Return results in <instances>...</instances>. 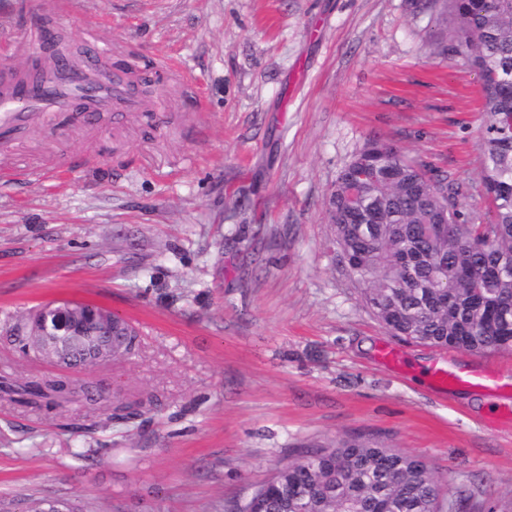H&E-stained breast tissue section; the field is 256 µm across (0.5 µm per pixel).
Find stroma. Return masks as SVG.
I'll use <instances>...</instances> for the list:
<instances>
[{"mask_svg": "<svg viewBox=\"0 0 512 512\" xmlns=\"http://www.w3.org/2000/svg\"><path fill=\"white\" fill-rule=\"evenodd\" d=\"M0 0V65L51 22L140 71L171 63L144 111L97 131L35 128L0 175V334L49 302L129 320L135 354L95 368L158 411L99 430L93 456L60 418L0 399V512L59 497L94 512H235L303 449L369 438L420 456L443 494L512 500V401L439 396L436 365L512 386V351L486 358L392 336L336 257L326 200L371 138L427 161L486 209L480 84L456 57L442 0ZM199 92L205 109L193 111ZM396 348L402 369L386 366Z\"/></svg>", "mask_w": 512, "mask_h": 512, "instance_id": "obj_1", "label": "stroma"}]
</instances>
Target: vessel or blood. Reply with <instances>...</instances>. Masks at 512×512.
<instances>
[{
	"label": "vessel or blood",
	"mask_w": 512,
	"mask_h": 512,
	"mask_svg": "<svg viewBox=\"0 0 512 512\" xmlns=\"http://www.w3.org/2000/svg\"><path fill=\"white\" fill-rule=\"evenodd\" d=\"M111 52V42L95 39L90 43V58L84 65L56 64L41 70L35 77L18 72L1 79L0 158L8 159L33 126L59 120L74 103H82L84 107L76 119L77 126L89 130L96 127L97 112L109 110L121 115L140 111V101L128 89L132 67H115L108 87L95 86L96 62ZM432 378L442 389L493 390L498 386L492 375L456 367L434 368Z\"/></svg>",
	"instance_id": "obj_1"
}]
</instances>
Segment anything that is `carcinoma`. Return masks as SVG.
I'll return each instance as SVG.
<instances>
[{
    "label": "carcinoma",
    "mask_w": 512,
    "mask_h": 512,
    "mask_svg": "<svg viewBox=\"0 0 512 512\" xmlns=\"http://www.w3.org/2000/svg\"><path fill=\"white\" fill-rule=\"evenodd\" d=\"M452 51L481 79L486 146L481 181L492 186L487 211H463L465 187L450 176H428L422 163L399 150H359L339 172L328 198L340 260L365 285L363 301L382 326L415 342L474 353L512 349V0H448ZM373 163L389 179L351 177ZM448 214V223L439 219ZM85 338L55 344L65 370L95 368L97 350L88 337L108 339L130 354L138 339L127 320L112 330L97 306L80 303ZM5 342L21 357L40 361L25 320L7 331ZM0 398L23 407L63 415L71 406L87 410L66 427L86 436L114 420L144 414L157 398L112 400L93 378L35 375L19 381L0 375ZM262 504V512H467V499L444 498L428 465L397 448L340 440L305 448L239 508ZM21 512H85L71 499L30 498Z\"/></svg>",
    "instance_id": "cac0c4a2"
}]
</instances>
